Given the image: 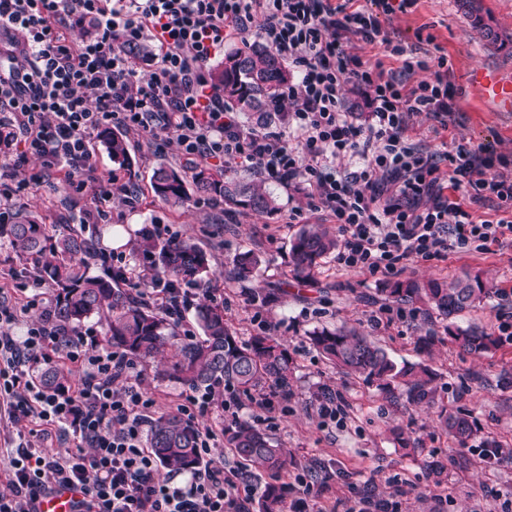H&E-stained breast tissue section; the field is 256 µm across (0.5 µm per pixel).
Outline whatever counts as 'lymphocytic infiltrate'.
Masks as SVG:
<instances>
[{
	"label": "lymphocytic infiltrate",
	"instance_id": "f902f5d3",
	"mask_svg": "<svg viewBox=\"0 0 512 512\" xmlns=\"http://www.w3.org/2000/svg\"><path fill=\"white\" fill-rule=\"evenodd\" d=\"M0 0V216L31 186L56 179L80 191L95 183L96 207L83 223L105 218L114 194L128 205L127 184L97 181L90 140L120 125L164 133L167 145L192 160L252 171L264 181L300 191L309 210L334 219L341 244L336 263L348 271L394 276L410 263L451 252H490L512 245V181L494 169L492 154L460 144L432 152L407 134L411 118L432 113L447 125L456 110L445 56L395 45L399 72L366 66L352 40L387 43L380 14L406 10L413 0ZM89 27L81 40L68 32ZM261 40L298 74L284 101L272 102L277 122L242 124L211 82L208 64L226 41ZM418 70L433 79L408 85ZM370 90V119L355 125L342 98L346 83ZM358 157L356 169L341 162ZM39 173L18 179L29 159ZM493 201L499 219H479L471 205ZM149 259L122 272L136 297L181 320L196 296L185 282L149 271ZM0 301V512H37L39 496L56 487L80 488L79 512H250L260 488L240 467L212 464L224 439L208 424L198 430L202 465L190 474L161 472L144 442L155 401L136 362L99 345L88 331L53 319L51 298ZM38 321H30L32 309ZM81 371L76 384L48 392L40 373L54 363ZM250 405L263 424L275 397L242 402L238 393L195 391L177 414L194 421L215 410ZM72 434L77 450L44 446L51 432Z\"/></svg>",
	"mask_w": 512,
	"mask_h": 512
}]
</instances>
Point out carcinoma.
<instances>
[{"mask_svg":"<svg viewBox=\"0 0 512 512\" xmlns=\"http://www.w3.org/2000/svg\"><path fill=\"white\" fill-rule=\"evenodd\" d=\"M460 7L473 17L474 27L492 39L496 33L483 23L472 0ZM212 83L224 92V101L238 112L264 119L265 106L280 98L290 82V72L280 54L261 45L241 47L224 55V61L210 71ZM103 143L112 161L129 165L124 136L107 132ZM153 189L163 201L182 205L190 193L200 197L216 194L228 210L248 207L264 213L276 209L272 193L261 184H247L232 178H216L207 167L195 168L191 179L172 169L159 167ZM0 238L15 251L29 257L43 281L59 288L53 313L60 325L75 329L92 316L106 322L107 343L141 359H155L175 350V361L165 374L189 388L210 390L228 386L243 395L266 391L288 396L293 361L288 349L271 336L257 334L242 341L219 306L202 305L197 310L202 335L180 340L172 324L153 309L117 287L119 277L92 276L84 258L91 243L71 224H47L21 208L0 223ZM337 247L336 237L321 224H310L297 234L291 246L293 276L312 281L321 259ZM144 251L158 274L201 282L209 274L206 253L189 239L157 244L144 238ZM258 260L245 254L237 260L233 274L239 280L253 276ZM386 298L406 304L419 302L428 315L435 311L448 321L444 331L452 342L467 352L488 353L500 338L479 327L462 329L453 319L494 296L480 275L469 273L453 281H397L380 289ZM309 340L326 359L344 374L359 378L379 390L398 394L416 408L435 405V373L423 363H394L385 351L354 328L323 329ZM439 423L454 439L464 444L474 434L467 416L439 414ZM224 441L234 455L256 471L277 475L288 464V449L275 444L267 434L248 423L224 429ZM149 448L155 457L173 470L190 471L199 463L196 427L177 414L166 413L149 429ZM282 488L265 487L260 512H282Z\"/></svg>","mask_w":512,"mask_h":512,"instance_id":"carcinoma-1","label":"carcinoma"}]
</instances>
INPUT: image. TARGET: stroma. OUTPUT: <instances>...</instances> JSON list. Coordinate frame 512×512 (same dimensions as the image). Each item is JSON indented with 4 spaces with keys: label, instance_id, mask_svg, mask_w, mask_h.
I'll return each instance as SVG.
<instances>
[{
    "label": "stroma",
    "instance_id": "35a3bbf8",
    "mask_svg": "<svg viewBox=\"0 0 512 512\" xmlns=\"http://www.w3.org/2000/svg\"><path fill=\"white\" fill-rule=\"evenodd\" d=\"M486 22L498 33L497 42L487 41L473 28L458 0H416L407 12L381 16L384 31L393 43L416 44L419 37H433L450 66L449 79L456 89V112L445 131H438L433 114L423 112L410 121L408 136L430 149L449 151L463 143L505 156V170L512 177V112H494L470 87L467 76L473 65L484 64L512 73V0H478ZM132 159L130 168L113 164L93 136L90 147L98 176L118 173L136 192V208L111 204L107 219L82 225L94 245L87 258L90 274L105 276L113 270L111 255L139 258L138 243L153 225L165 224L178 236L192 237L207 253L210 263L205 292L197 303L224 298V314L246 340L258 333L284 343L294 361L290 395L276 406L264 428L282 447L288 448V470L280 483L292 482L302 467L312 469L314 490L321 502L335 512H349L363 497L387 504V512H512V460L487 461L482 455L484 438L512 448V388L501 379L512 374V340L505 339L488 354H469L451 342L434 352L423 349L420 338L429 328L441 325V316L415 315L402 318L386 311L381 293L385 278L365 272L342 270L335 255L323 258L314 281L297 282L292 275L291 245L303 225L327 223V216L305 210L301 195L277 184L269 189L278 209L259 214L248 208L228 213L221 198L189 199L172 207L151 188L159 165L181 174H191L194 163L170 149H160L154 136L126 130ZM93 188L70 192L49 183L28 190L22 206L38 212L55 224L93 208ZM126 229V241L112 248L111 228ZM256 256L259 267L253 279L232 276L240 254ZM0 271L10 274L0 297L12 303L25 297L33 275V263L9 244H0ZM481 274L495 298L485 306L456 318L457 326L472 325L497 330L501 293L512 295V247L486 254L452 253L440 260L410 264L402 279L452 281L464 274ZM355 326L370 336L396 363H426L436 372V405L405 408L403 399L381 392L376 386L344 375L312 347L315 329ZM143 386L156 401V414L170 413L188 391L179 381L157 376L156 361L138 364ZM328 387L339 391L346 404L344 424L321 422L316 393ZM468 413L478 428V437L458 445L438 426L440 409ZM416 441L418 449L406 455L397 434ZM444 465L447 480L435 485L431 464Z\"/></svg>",
    "mask_w": 512,
    "mask_h": 512
}]
</instances>
